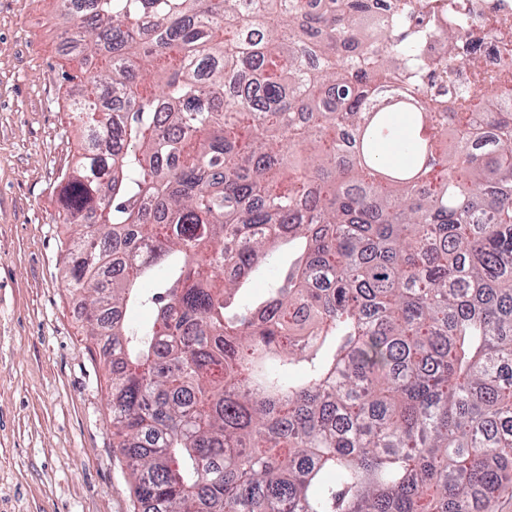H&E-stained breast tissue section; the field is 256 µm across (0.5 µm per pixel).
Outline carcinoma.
<instances>
[{"instance_id":"carcinoma-1","label":"carcinoma","mask_w":512,"mask_h":512,"mask_svg":"<svg viewBox=\"0 0 512 512\" xmlns=\"http://www.w3.org/2000/svg\"><path fill=\"white\" fill-rule=\"evenodd\" d=\"M57 2L84 61L63 223L96 218L65 278L141 512H496L512 104L428 92L409 0ZM437 36L449 68L464 35Z\"/></svg>"}]
</instances>
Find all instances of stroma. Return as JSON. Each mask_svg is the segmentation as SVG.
<instances>
[{"label":"stroma","instance_id":"1","mask_svg":"<svg viewBox=\"0 0 512 512\" xmlns=\"http://www.w3.org/2000/svg\"><path fill=\"white\" fill-rule=\"evenodd\" d=\"M56 0H0V512H138L109 406L110 355L64 278L58 182L81 148Z\"/></svg>","mask_w":512,"mask_h":512}]
</instances>
